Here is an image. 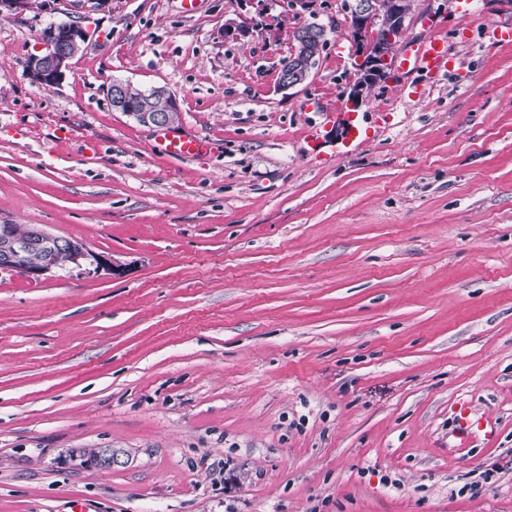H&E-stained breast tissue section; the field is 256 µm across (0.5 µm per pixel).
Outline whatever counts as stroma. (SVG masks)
<instances>
[{
	"mask_svg": "<svg viewBox=\"0 0 512 512\" xmlns=\"http://www.w3.org/2000/svg\"><path fill=\"white\" fill-rule=\"evenodd\" d=\"M41 3L0 15V224L112 270L0 271V512H512V44L485 34L512 14L412 0L402 47L438 18L449 70L375 88L349 141L324 123L354 71L343 0ZM69 21L89 42L32 83ZM311 22L319 64L278 92ZM115 79L168 88L178 121L115 111ZM461 403L490 444L454 447ZM60 25L64 27V35L51 43L42 42L45 51L30 56L25 62L27 77L35 84L45 87L61 85L71 69L77 49L89 41L90 31L80 22L57 24ZM167 151L173 155L187 158L201 157L207 153L209 145L196 136L179 135L164 137Z\"/></svg>",
	"mask_w": 512,
	"mask_h": 512,
	"instance_id": "35a3bbf8",
	"label": "stroma"
}]
</instances>
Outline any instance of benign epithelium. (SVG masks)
Returning <instances> with one entry per match:
<instances>
[{
	"instance_id": "benign-epithelium-1",
	"label": "benign epithelium",
	"mask_w": 512,
	"mask_h": 512,
	"mask_svg": "<svg viewBox=\"0 0 512 512\" xmlns=\"http://www.w3.org/2000/svg\"><path fill=\"white\" fill-rule=\"evenodd\" d=\"M390 19L380 30H375L379 19L380 0H345L348 14L358 19L361 30L349 29V41L356 58V71L348 82L346 105L351 111L358 110L365 103L371 91L388 79L396 49L406 30L408 14L392 2ZM64 35L51 43L44 44L45 51L32 55L26 62L28 79L41 86L56 87L62 84L71 69V61L77 49L85 45L90 31L81 23L72 21L63 24ZM299 48L288 58V67L278 81V89L289 91L302 86L313 60L321 54L323 42L315 34V28L295 30ZM132 83L114 80L107 89L112 108L135 117L148 127H164L172 122L171 114L179 111L176 98L169 100V106L162 112H153L136 106L131 98ZM10 225L0 226V271L18 272L31 280H39L60 269L54 255L61 251L69 256L70 267L84 273H98L112 270L105 256L88 249L83 243L47 232L37 224L29 226L24 239L19 240L9 232ZM36 253L38 258L25 261L21 256ZM87 468L105 469L112 467V449L98 448L95 456L83 462Z\"/></svg>"
}]
</instances>
